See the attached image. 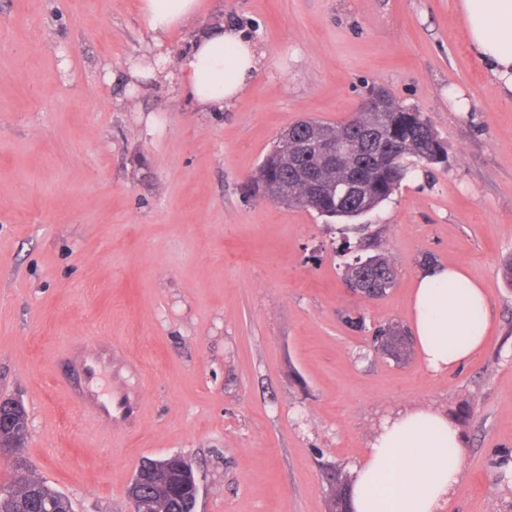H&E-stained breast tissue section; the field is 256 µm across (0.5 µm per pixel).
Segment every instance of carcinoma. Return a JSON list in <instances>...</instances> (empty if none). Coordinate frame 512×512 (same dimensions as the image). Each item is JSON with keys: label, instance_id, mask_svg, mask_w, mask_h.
<instances>
[{"label": "carcinoma", "instance_id": "cac0c4a2", "mask_svg": "<svg viewBox=\"0 0 512 512\" xmlns=\"http://www.w3.org/2000/svg\"><path fill=\"white\" fill-rule=\"evenodd\" d=\"M383 98V107L375 112H355L340 124L302 120L288 127V140H278L265 155L255 177V191L272 200L311 209L318 214L343 221H352L378 208L388 200L405 179L411 167L423 164H444L448 154L423 115L396 101L385 90L376 89ZM332 139L342 143L344 150L334 161L324 159L311 147L314 141ZM355 182L361 197L339 200L343 184ZM371 244L362 239L358 254L345 265V278H356L384 296L393 287L396 272L389 256L378 253L377 261L368 268H359L355 260L368 255ZM393 324L374 330L383 336L380 349L396 358L409 352L405 338L396 333L388 341ZM6 414L18 415V431L6 434L3 444L24 448L27 418L21 403L6 400L0 407ZM173 481L162 486L147 484L144 495L152 512H190V476L178 463L172 464ZM351 479L338 474L339 487H331L330 512L344 507L347 486ZM72 512V504L56 488L29 473L11 483V492L0 497V512Z\"/></svg>", "mask_w": 512, "mask_h": 512}]
</instances>
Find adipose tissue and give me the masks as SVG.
<instances>
[{"mask_svg": "<svg viewBox=\"0 0 512 512\" xmlns=\"http://www.w3.org/2000/svg\"><path fill=\"white\" fill-rule=\"evenodd\" d=\"M471 48L512 93V0H460ZM197 0H141L148 28L165 33L189 20ZM257 41L236 25L201 31L176 65L183 97L194 106L223 110L261 65ZM410 323L426 370L458 367L479 351L492 325L482 283L461 266H429L415 278ZM462 435L439 411L408 408L388 417L372 440L351 486L353 512H447L463 475Z\"/></svg>", "mask_w": 512, "mask_h": 512, "instance_id": "obj_1", "label": "adipose tissue"}]
</instances>
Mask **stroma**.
I'll return each mask as SVG.
<instances>
[{"instance_id": "35a3bbf8", "label": "stroma", "mask_w": 512, "mask_h": 512, "mask_svg": "<svg viewBox=\"0 0 512 512\" xmlns=\"http://www.w3.org/2000/svg\"><path fill=\"white\" fill-rule=\"evenodd\" d=\"M199 2L168 56L222 22L265 54L220 112L162 72L108 85L155 50L141 0H0V399L26 407L29 469L74 512H130L141 461L178 453L198 512H328L323 465L352 473L388 416L431 407L464 435L449 512H512V99L459 0ZM372 87L422 112L448 162L412 168L363 216L397 272L366 300L346 286L339 224L246 185L289 125L342 122ZM429 259L468 267L495 319L440 377L370 334L409 326ZM99 340L101 393L134 402L108 430L65 391L63 351Z\"/></svg>"}]
</instances>
